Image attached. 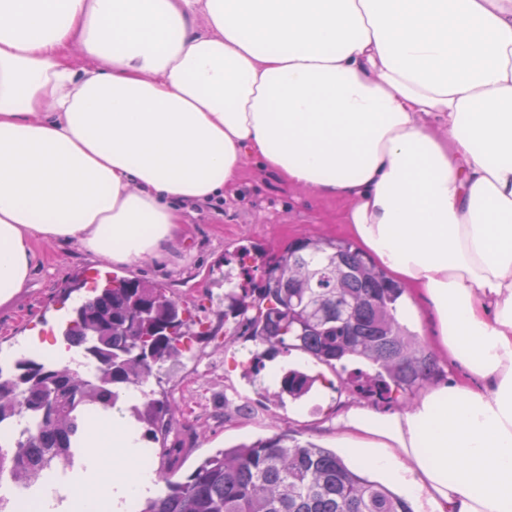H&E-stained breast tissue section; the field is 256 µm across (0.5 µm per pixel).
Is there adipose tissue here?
Segmentation results:
<instances>
[{"label":"adipose tissue","instance_id":"adipose-tissue-1","mask_svg":"<svg viewBox=\"0 0 512 512\" xmlns=\"http://www.w3.org/2000/svg\"><path fill=\"white\" fill-rule=\"evenodd\" d=\"M251 159L345 202L444 362L407 409H342L348 453L417 512H512V0H0V308L38 242L167 255ZM142 400L24 512L154 496Z\"/></svg>","mask_w":512,"mask_h":512}]
</instances>
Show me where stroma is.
I'll return each instance as SVG.
<instances>
[{"mask_svg":"<svg viewBox=\"0 0 512 512\" xmlns=\"http://www.w3.org/2000/svg\"><path fill=\"white\" fill-rule=\"evenodd\" d=\"M344 202L317 196L313 191L288 186L273 171L257 162L247 164L239 190L214 207L197 208L178 247L168 257L135 266L105 262L75 245L40 242L35 249L40 266L29 288L13 306L0 309V347L8 349L54 341L70 304L64 290L82 284L95 270L121 277L156 280L185 302L194 320L218 324L224 306L219 281L225 263L253 247L277 250L304 237L349 239L342 222ZM257 347L244 336L218 335L192 342L179 365L162 369L150 385L156 395H167L180 422L197 426V435L169 437L168 447L184 446L187 456L176 472L183 479L195 462L216 450L252 442L285 429L300 442L335 447L336 432L324 428L345 404L360 397L333 371H321L299 351L275 354L281 366L309 373L324 372L327 382L298 400L277 402L245 376L243 365Z\"/></svg>","mask_w":512,"mask_h":512,"instance_id":"stroma-1","label":"stroma"}]
</instances>
